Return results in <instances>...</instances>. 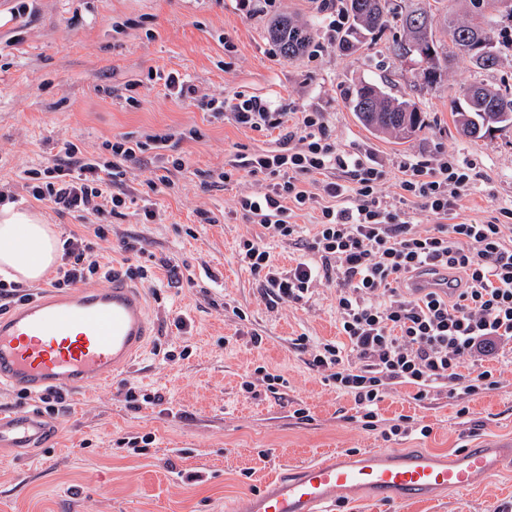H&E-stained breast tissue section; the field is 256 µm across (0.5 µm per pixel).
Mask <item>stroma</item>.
<instances>
[{"instance_id":"1","label":"stroma","mask_w":512,"mask_h":512,"mask_svg":"<svg viewBox=\"0 0 512 512\" xmlns=\"http://www.w3.org/2000/svg\"><path fill=\"white\" fill-rule=\"evenodd\" d=\"M0 0V194L39 209L58 237L78 221L59 216L29 197L22 170L55 158L64 143L85 155L107 157L104 145L125 136L171 137L172 155L185 165L172 187L152 188L149 155L126 163L124 188L132 198L109 217L107 253L121 261L120 241L141 239L143 261L153 266L161 301H149L157 332L134 363L112 383L71 395L56 425L59 442L28 454L0 447V512H224L260 489L284 467L331 450L397 449L446 457L461 446L512 440V363L502 362L495 390L471 397L468 421L457 402L440 394L414 401L413 387L391 385L384 418L411 416L430 425L429 437L391 441L363 429L353 399L311 369L296 340H338L336 290L325 285L298 303L268 305L257 279L237 258L239 242L263 234L240 197L263 190L271 178L236 168L240 153L274 149L277 132L236 125L214 114L210 99L243 93L270 101L278 112L314 110L338 148L369 155L386 172L385 192L397 197L402 162L437 164L453 154L475 164L484 179L462 201V218L483 221L512 204V126L472 141L454 125L451 107L463 84L483 81L512 88V51L491 72L455 58L439 84L418 78L417 57L397 56L403 37L391 23L381 37L339 49L321 0ZM282 12L314 23L319 53L284 59L268 34ZM176 72L198 88L196 99L168 94L162 77ZM417 103L424 123L398 144L376 137L355 118L350 97L362 83ZM228 171L232 182L218 175ZM156 216L144 221L142 208ZM192 283L168 284L169 268ZM185 316L192 333L178 335L171 321ZM263 338L252 347L250 333ZM189 349L188 359L164 352ZM281 375L277 393L244 394L240 385L257 367ZM161 393L164 404L129 408L127 387ZM306 408L307 418L294 409ZM151 436L145 452L118 438ZM512 502V463L501 476L461 493H442L407 506L337 497L333 512H493Z\"/></svg>"}]
</instances>
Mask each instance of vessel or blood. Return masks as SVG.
I'll list each match as a JSON object with an SVG mask.
<instances>
[{"label": "vessel or blood", "instance_id": "1", "mask_svg": "<svg viewBox=\"0 0 512 512\" xmlns=\"http://www.w3.org/2000/svg\"><path fill=\"white\" fill-rule=\"evenodd\" d=\"M151 334L140 288L123 281L88 290L45 292L0 313V386L32 396L80 392L126 370ZM55 434L24 407L0 412V447L45 448ZM512 443H487L444 458L371 450L331 453L284 472L227 512H331L337 497L395 503L465 492L494 479Z\"/></svg>", "mask_w": 512, "mask_h": 512}]
</instances>
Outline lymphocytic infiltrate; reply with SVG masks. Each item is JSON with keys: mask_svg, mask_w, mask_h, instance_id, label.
<instances>
[{"mask_svg": "<svg viewBox=\"0 0 512 512\" xmlns=\"http://www.w3.org/2000/svg\"><path fill=\"white\" fill-rule=\"evenodd\" d=\"M228 109L238 126L280 132L276 150L243 156L242 167L274 178L288 175L263 193L242 197L241 209L260 216L268 236L301 241L306 248L304 260L283 269L274 265L265 238H245L239 243L240 263L274 304L300 302L322 283L336 287L340 340L313 345L308 337L298 339L311 349V367L352 397L364 429L380 431L387 440L431 433L408 415L383 420L380 405L393 381L414 387L417 401L447 386L449 396L462 401L458 417L468 416L465 399L498 388L491 362L512 344V206L499 207L485 222L460 220L461 201L477 175L472 163L452 155L435 167L403 163L401 194L391 202L382 191L380 166L370 157L342 152L322 113L300 112L288 127L283 113L242 93ZM145 148L124 137L110 144L105 160L69 142L52 164L25 170L30 197L85 222L64 239L51 287L148 279L147 267L138 261L139 238L123 240L120 262L106 260L97 249L106 229L96 221L125 208L126 194L113 187L124 162ZM334 171L341 172L340 180H329ZM318 175L322 191L316 194L306 183ZM406 202L434 214L436 225L413 229L400 209ZM314 203L321 216L312 229L287 221L289 207ZM428 276L448 277L450 292L419 287Z\"/></svg>", "mask_w": 512, "mask_h": 512, "instance_id": "1", "label": "lymphocytic infiltrate"}]
</instances>
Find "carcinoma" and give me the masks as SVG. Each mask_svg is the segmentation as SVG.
<instances>
[{"label":"carcinoma","mask_w":512,"mask_h":512,"mask_svg":"<svg viewBox=\"0 0 512 512\" xmlns=\"http://www.w3.org/2000/svg\"><path fill=\"white\" fill-rule=\"evenodd\" d=\"M394 0H346L350 23L345 45L350 39L382 33L396 11ZM442 0H414L399 12L405 33L397 51L403 56L419 57V77L425 87L441 78L445 65L456 56L466 58L477 69L491 71L499 64L502 50L512 47V0H461L469 20L461 21L451 11L441 13ZM443 24L454 51L443 54L435 38V27ZM271 35L280 54L290 59L311 44L310 27L281 14ZM462 99L454 101L452 114L460 133L471 139L484 138L504 125H512V90H502L482 82L461 87ZM359 121L376 134L391 135L399 140L410 138L423 124L420 108L410 99L392 97L377 85L360 86L352 99Z\"/></svg>","instance_id":"1"}]
</instances>
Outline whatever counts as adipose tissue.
Masks as SVG:
<instances>
[{
	"label": "adipose tissue",
	"instance_id": "1",
	"mask_svg": "<svg viewBox=\"0 0 512 512\" xmlns=\"http://www.w3.org/2000/svg\"><path fill=\"white\" fill-rule=\"evenodd\" d=\"M58 239L44 217L7 203L0 206V275L35 282L56 266Z\"/></svg>",
	"mask_w": 512,
	"mask_h": 512
}]
</instances>
